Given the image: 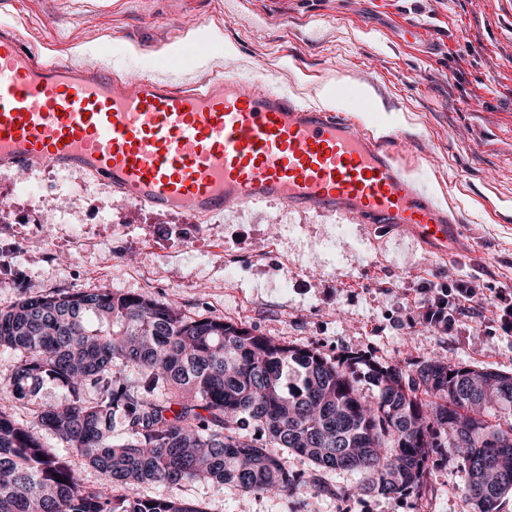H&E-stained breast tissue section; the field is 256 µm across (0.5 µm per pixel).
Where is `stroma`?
Instances as JSON below:
<instances>
[{"mask_svg": "<svg viewBox=\"0 0 512 512\" xmlns=\"http://www.w3.org/2000/svg\"><path fill=\"white\" fill-rule=\"evenodd\" d=\"M410 24L419 39L406 38ZM0 25L18 28L34 52L69 57L77 44L96 45L107 70L132 78L158 72L161 51L189 31L213 27L232 54L176 76L271 71L308 106H320L327 81L351 80L382 106L364 122L393 137L409 175L465 221L459 249L441 256L358 216L265 202L192 219L82 172L0 167V310L85 288L161 300L331 359L361 354L354 379L368 399L374 365L409 370L439 354L512 372V335L469 321L447 334L421 325L414 304L429 280L476 266L491 282L512 272V0H242L232 13L219 0H0ZM429 468L422 502L351 495L361 480L351 471L330 474L336 496L303 488L246 498L211 481L173 493L205 512H472L458 491L460 458L441 449Z\"/></svg>", "mask_w": 512, "mask_h": 512, "instance_id": "obj_1", "label": "stroma"}]
</instances>
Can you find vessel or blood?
<instances>
[{"label": "vessel or blood", "mask_w": 512, "mask_h": 512, "mask_svg": "<svg viewBox=\"0 0 512 512\" xmlns=\"http://www.w3.org/2000/svg\"><path fill=\"white\" fill-rule=\"evenodd\" d=\"M397 143L350 115L221 76L126 82L27 51L0 29V163L82 170L153 210L213 216L269 201L353 213L451 252L461 219L406 178Z\"/></svg>", "instance_id": "1"}]
</instances>
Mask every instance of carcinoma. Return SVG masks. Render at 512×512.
Returning <instances> with one entry per match:
<instances>
[{
    "instance_id": "1",
    "label": "carcinoma",
    "mask_w": 512,
    "mask_h": 512,
    "mask_svg": "<svg viewBox=\"0 0 512 512\" xmlns=\"http://www.w3.org/2000/svg\"><path fill=\"white\" fill-rule=\"evenodd\" d=\"M0 351L17 356L0 401L31 404L26 423L0 405V512H205L137 489L214 481L245 495H337L326 475L341 470L364 475L359 492L422 499L438 448L461 458L460 491L475 512H497L512 493L509 372L442 358L410 371L374 366L369 403L355 386V353L331 361L108 288L0 311ZM120 365L137 377L114 371ZM46 380L63 388L54 404L36 402ZM292 455L309 461L307 473L288 466ZM73 456L101 475L98 484L83 481Z\"/></svg>"
}]
</instances>
